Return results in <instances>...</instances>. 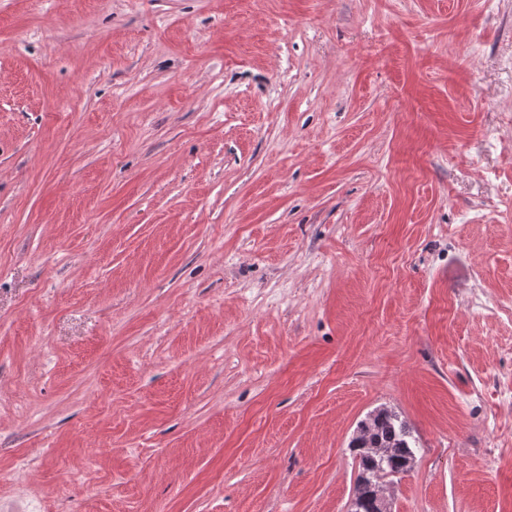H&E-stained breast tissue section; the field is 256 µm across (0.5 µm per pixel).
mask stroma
I'll return each mask as SVG.
<instances>
[{
  "mask_svg": "<svg viewBox=\"0 0 512 512\" xmlns=\"http://www.w3.org/2000/svg\"><path fill=\"white\" fill-rule=\"evenodd\" d=\"M512 512V0H0V512ZM415 440L405 423L392 410L379 408L370 413L358 425L355 438L350 448L359 458V476L355 486L356 500L370 504L375 500L379 485L393 483L407 473L415 458ZM372 448H382L383 453L377 454ZM376 511L387 512V499L380 495L375 500Z\"/></svg>",
  "mask_w": 512,
  "mask_h": 512,
  "instance_id": "obj_1",
  "label": "stroma"
}]
</instances>
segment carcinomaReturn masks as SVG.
Here are the masks:
<instances>
[{"label": "carcinoma", "instance_id": "obj_1", "mask_svg": "<svg viewBox=\"0 0 512 512\" xmlns=\"http://www.w3.org/2000/svg\"><path fill=\"white\" fill-rule=\"evenodd\" d=\"M415 440L398 415L386 408L370 413L358 425L350 448L359 458V476L355 486L356 500L369 504L375 499L379 485L410 470L415 454Z\"/></svg>", "mask_w": 512, "mask_h": 512}]
</instances>
